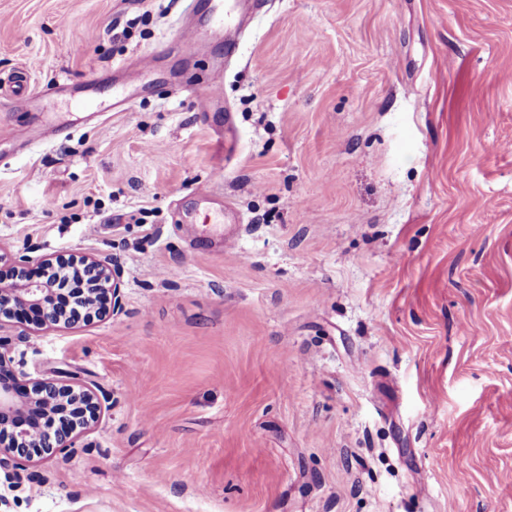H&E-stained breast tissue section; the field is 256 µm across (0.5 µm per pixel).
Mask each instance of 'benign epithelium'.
Returning <instances> with one entry per match:
<instances>
[{"mask_svg": "<svg viewBox=\"0 0 512 512\" xmlns=\"http://www.w3.org/2000/svg\"><path fill=\"white\" fill-rule=\"evenodd\" d=\"M35 261L37 258L28 251L14 255L20 282L12 287L0 285V323L18 318L29 305L40 309L42 322L50 328L83 321L57 310L50 285L23 277ZM81 263L80 275L87 281L84 293L94 300L87 314L107 316L118 311L123 298L119 273L92 257L81 258ZM110 399L109 393L78 375L66 380H37L28 403L12 387L0 383V469L19 470L37 459L55 457L66 448L81 447L80 439L96 426ZM29 403L47 412L46 422L39 430L19 418V412Z\"/></svg>", "mask_w": 512, "mask_h": 512, "instance_id": "1", "label": "benign epithelium"}]
</instances>
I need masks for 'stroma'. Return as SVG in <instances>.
I'll list each match as a JSON object with an SVG mask.
<instances>
[{"label":"stroma","mask_w":512,"mask_h":512,"mask_svg":"<svg viewBox=\"0 0 512 512\" xmlns=\"http://www.w3.org/2000/svg\"><path fill=\"white\" fill-rule=\"evenodd\" d=\"M185 6L0 0V81L40 92L0 107V249L125 284L0 328L20 390L112 396L0 512H512V0H265L220 72L208 31L177 51ZM216 78L221 168L223 111L181 91ZM195 190L239 209L223 240Z\"/></svg>","instance_id":"35a3bbf8"}]
</instances>
